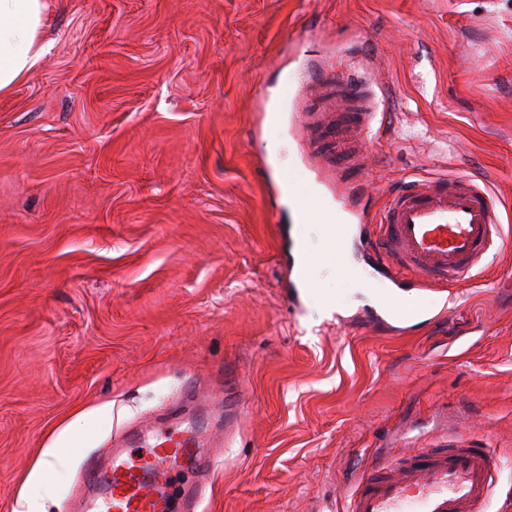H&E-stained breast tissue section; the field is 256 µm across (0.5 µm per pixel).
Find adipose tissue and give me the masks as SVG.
Masks as SVG:
<instances>
[{"mask_svg":"<svg viewBox=\"0 0 512 512\" xmlns=\"http://www.w3.org/2000/svg\"><path fill=\"white\" fill-rule=\"evenodd\" d=\"M47 0H0V95L9 94L39 64L49 48L46 34ZM93 431L84 422L78 434L63 433L56 448L45 449V458L28 477L36 493L25 497L24 512H45L43 500L51 492L44 483V471L52 464L66 465L79 453Z\"/></svg>","mask_w":512,"mask_h":512,"instance_id":"obj_1","label":"adipose tissue"}]
</instances>
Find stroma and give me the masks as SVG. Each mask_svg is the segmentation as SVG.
Listing matches in <instances>:
<instances>
[{
  "label": "stroma",
  "instance_id": "35a3bbf8",
  "mask_svg": "<svg viewBox=\"0 0 512 512\" xmlns=\"http://www.w3.org/2000/svg\"><path fill=\"white\" fill-rule=\"evenodd\" d=\"M50 47L0 96V512L45 448L105 408L45 480L68 512L84 459L183 412L217 461L209 512H346L379 458L492 449L512 512V0H48ZM372 65L386 127L372 205L475 176L502 237L480 271L410 294L344 216L301 133L309 61ZM316 262L301 303L288 260Z\"/></svg>",
  "mask_w": 512,
  "mask_h": 512
}]
</instances>
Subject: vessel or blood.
Returning a JSON list of instances; mask_svg holds the SVG:
<instances>
[{
    "label": "vessel or blood",
    "mask_w": 512,
    "mask_h": 512,
    "mask_svg": "<svg viewBox=\"0 0 512 512\" xmlns=\"http://www.w3.org/2000/svg\"><path fill=\"white\" fill-rule=\"evenodd\" d=\"M366 77L351 68L329 73L313 64L311 94L332 110L324 124L309 114L304 140L310 152L336 172L346 189L345 204L365 229V244L377 258L390 261L396 287H443L480 269L501 226L494 204L474 178L443 175L412 181L378 209L366 208L360 185L346 173L360 169L377 122L376 103L366 96ZM155 441L113 449L108 459L92 458L78 483L90 490L81 512H172L169 475L180 466L200 475L182 494L181 512H199L212 470L190 434L154 428ZM498 463L488 449L473 444L420 448L399 460L382 459L354 481L347 512H483Z\"/></svg>",
    "instance_id": "b4317fda"
}]
</instances>
